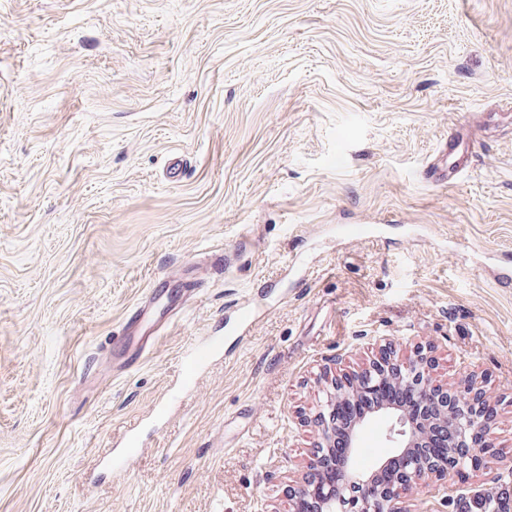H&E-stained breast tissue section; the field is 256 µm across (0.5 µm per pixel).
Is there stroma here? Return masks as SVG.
<instances>
[{
  "label": "stroma",
  "instance_id": "1",
  "mask_svg": "<svg viewBox=\"0 0 512 512\" xmlns=\"http://www.w3.org/2000/svg\"><path fill=\"white\" fill-rule=\"evenodd\" d=\"M512 0H0V512H289L334 359L432 347L512 487ZM473 133L456 185L420 173ZM176 318L114 338L152 282ZM246 332L225 333L243 301ZM221 349L180 388L184 348ZM141 445L128 473L106 451Z\"/></svg>",
  "mask_w": 512,
  "mask_h": 512
}]
</instances>
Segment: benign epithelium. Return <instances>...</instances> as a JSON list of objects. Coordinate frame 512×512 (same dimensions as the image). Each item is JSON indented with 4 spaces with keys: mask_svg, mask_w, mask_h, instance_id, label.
<instances>
[{
    "mask_svg": "<svg viewBox=\"0 0 512 512\" xmlns=\"http://www.w3.org/2000/svg\"><path fill=\"white\" fill-rule=\"evenodd\" d=\"M435 366L432 348L414 345L404 353L387 342L358 368L325 375L317 407L309 417L316 440L307 469L317 479L305 476L287 485L290 512H403L400 499L411 487L441 480L456 469L484 470L489 449L494 447L497 406L470 373H463L454 386L434 384ZM392 386L407 389L418 402L445 404L439 423L448 429L449 444L429 456L418 454L424 426L413 422L406 410L383 402L371 413L392 419L389 441L396 451L365 474L356 469L354 456L370 417L364 414L353 422L340 457L336 456V424L353 399ZM338 466L349 467V482L336 485L326 479L324 472ZM461 501L462 512H486L487 487L479 486Z\"/></svg>",
    "mask_w": 512,
    "mask_h": 512,
    "instance_id": "1",
    "label": "benign epithelium"
}]
</instances>
